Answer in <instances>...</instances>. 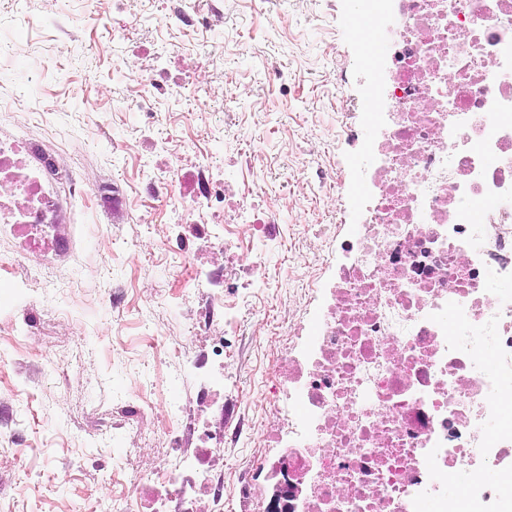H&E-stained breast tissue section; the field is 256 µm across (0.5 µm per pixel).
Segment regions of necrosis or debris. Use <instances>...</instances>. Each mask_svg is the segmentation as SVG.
Returning a JSON list of instances; mask_svg holds the SVG:
<instances>
[{
	"mask_svg": "<svg viewBox=\"0 0 512 512\" xmlns=\"http://www.w3.org/2000/svg\"><path fill=\"white\" fill-rule=\"evenodd\" d=\"M389 16L388 91L369 141L358 233L341 245L332 287L314 289L306 346L276 349L284 397L270 402L277 456L258 469L287 478L290 512H454L448 473L489 508L512 500V0H368ZM65 169L23 134L0 132V241L32 230L41 265L69 262ZM177 242L205 247L262 287L251 240L274 212L250 186L214 177L190 204L151 206ZM179 431L150 479L200 512L222 436Z\"/></svg>",
	"mask_w": 512,
	"mask_h": 512,
	"instance_id": "1",
	"label": "necrosis or debris"
}]
</instances>
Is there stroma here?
Masks as SVG:
<instances>
[{"instance_id": "35a3bbf8", "label": "stroma", "mask_w": 512, "mask_h": 512, "mask_svg": "<svg viewBox=\"0 0 512 512\" xmlns=\"http://www.w3.org/2000/svg\"><path fill=\"white\" fill-rule=\"evenodd\" d=\"M359 0H219L209 30L191 8L171 0H126L138 20L132 39L116 40L112 0H0V39L16 44L0 70V100L21 99L0 112V128H27L39 145L58 149L93 197L70 205L65 235L71 259L33 276L50 281L36 294L21 277L0 270V512H153L161 490L125 482L139 451L169 452L164 417L138 435L124 408L134 391L177 396L199 421L193 372L144 344L157 334L186 343L199 364L211 353L187 325L205 291L186 293L178 267L198 266L224 282V261L208 251L183 252L165 223H147L142 203L158 192L151 170L180 165L173 189L196 190L199 142L213 150L216 175L249 159L251 185L276 214L253 241L265 259L268 286L250 294L227 289L240 316L224 348L222 486L203 512H254L265 489L253 465L273 351L268 339L290 323L310 320L307 279L326 284L344 239L358 223L362 177L369 163L362 141L375 103L366 88L382 73L369 68L370 40L355 35ZM168 79L206 67L197 111L159 100L153 127L133 102L123 59L142 58L157 40ZM50 353L27 350L28 318Z\"/></svg>"}]
</instances>
